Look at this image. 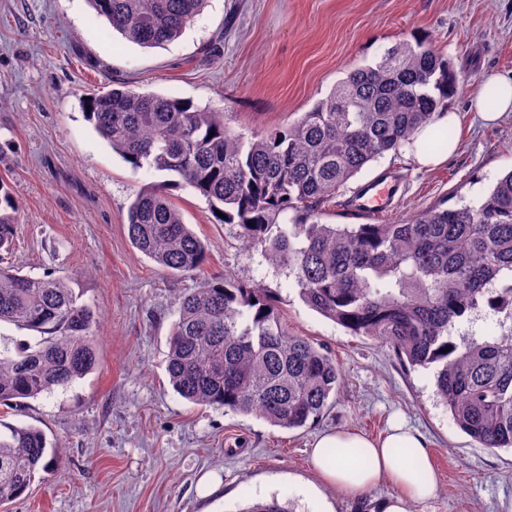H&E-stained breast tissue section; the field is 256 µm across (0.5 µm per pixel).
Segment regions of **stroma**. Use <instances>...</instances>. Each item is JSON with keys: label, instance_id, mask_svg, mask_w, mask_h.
<instances>
[{"label": "stroma", "instance_id": "1", "mask_svg": "<svg viewBox=\"0 0 512 512\" xmlns=\"http://www.w3.org/2000/svg\"><path fill=\"white\" fill-rule=\"evenodd\" d=\"M416 37L432 40L464 78L448 101L460 117L459 149L432 168L403 149L370 163L326 206L327 224L362 223L347 201L384 171L403 183L389 221L458 192L477 201L512 170V112L484 125L469 110L490 76L512 75V0H208L160 48L128 42L87 0H0V177L23 208L4 261L32 277L78 279L103 317L96 369L29 400L19 416L57 448L54 466L10 512H240L272 497L292 500L296 512H371L390 487L361 502L324 487L308 446L343 425L377 437L398 418L428 439L439 479L436 497L410 512H500L512 500V453L482 448L456 427L430 372L401 368L391 348L310 309L293 277L246 246L237 225L215 223L193 189L174 190L173 201L207 240L205 265L175 276L134 249L128 207L164 176L133 169L81 109L84 94L127 86L227 113L248 135L292 123L351 69ZM225 274L263 282L289 328L336 359L343 391L317 423L281 429L173 391L166 355L175 299ZM206 479L218 487L203 497Z\"/></svg>", "mask_w": 512, "mask_h": 512}]
</instances>
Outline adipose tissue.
I'll use <instances>...</instances> for the list:
<instances>
[{
  "label": "adipose tissue",
  "instance_id": "1",
  "mask_svg": "<svg viewBox=\"0 0 512 512\" xmlns=\"http://www.w3.org/2000/svg\"><path fill=\"white\" fill-rule=\"evenodd\" d=\"M429 443L406 421H393L388 431L377 438L348 427H336L318 435L310 448L313 472L327 487L359 499L380 483L392 493L376 504L374 512H408L414 501L432 499L438 478L432 465ZM332 448L348 449L349 454L329 458ZM411 449L412 463L402 461L397 451Z\"/></svg>",
  "mask_w": 512,
  "mask_h": 512
}]
</instances>
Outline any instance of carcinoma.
<instances>
[{
    "mask_svg": "<svg viewBox=\"0 0 512 512\" xmlns=\"http://www.w3.org/2000/svg\"><path fill=\"white\" fill-rule=\"evenodd\" d=\"M206 0H88L112 30L144 48L181 36ZM460 75L428 40L387 49L286 127L245 137L212 112L174 96L129 87L92 93L87 120L135 169L163 172L128 210L132 245L158 265L188 274L208 246L184 223L171 191L203 196L217 224H236L270 265L294 276L312 310L354 336L390 347L410 370H432L453 423L482 447L512 449V171L473 204L434 203L381 224H324L325 205L367 164L438 127ZM18 203L0 182V251L18 228ZM224 217H219L216 212ZM69 277L33 278L0 267V406L67 388L96 367L100 317ZM167 371L174 390L201 406L255 415L297 429L319 421L343 377L323 347L288 330L261 284L213 277L176 301ZM495 317L501 332L460 336L463 323ZM43 430L0 418V506L54 464ZM240 512H292L273 497Z\"/></svg>",
    "mask_w": 512,
    "mask_h": 512,
    "instance_id": "1",
    "label": "carcinoma"
}]
</instances>
